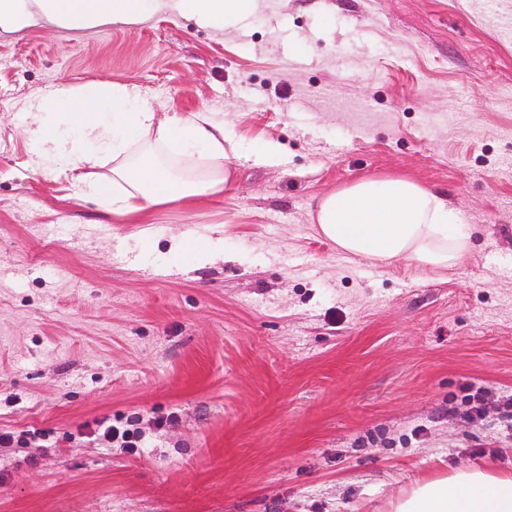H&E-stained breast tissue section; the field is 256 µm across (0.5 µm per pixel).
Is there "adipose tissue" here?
<instances>
[{"mask_svg": "<svg viewBox=\"0 0 512 512\" xmlns=\"http://www.w3.org/2000/svg\"><path fill=\"white\" fill-rule=\"evenodd\" d=\"M259 0H0V34L48 24L90 30L134 25L158 15L223 31L228 19L254 14ZM25 133L33 169L69 174L81 191L117 215L223 195L224 124L212 112L157 118L132 86H57L37 100ZM445 198L407 178H360L317 205L319 234L345 253L417 268L448 267L469 252L470 232L449 229ZM396 512H512V478L476 470L418 485Z\"/></svg>", "mask_w": 512, "mask_h": 512, "instance_id": "obj_1", "label": "adipose tissue"}]
</instances>
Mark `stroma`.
I'll list each match as a JSON object with an SVG mask.
<instances>
[{
    "instance_id": "1",
    "label": "stroma",
    "mask_w": 512,
    "mask_h": 512,
    "mask_svg": "<svg viewBox=\"0 0 512 512\" xmlns=\"http://www.w3.org/2000/svg\"><path fill=\"white\" fill-rule=\"evenodd\" d=\"M512 0H260L0 36V512H394L456 469L512 476ZM205 109L224 197L107 212L29 165L58 84ZM444 197L471 246L421 270L338 250L319 198ZM191 234L189 249L175 238ZM132 420L140 454L87 426ZM165 418L157 426V418Z\"/></svg>"
}]
</instances>
